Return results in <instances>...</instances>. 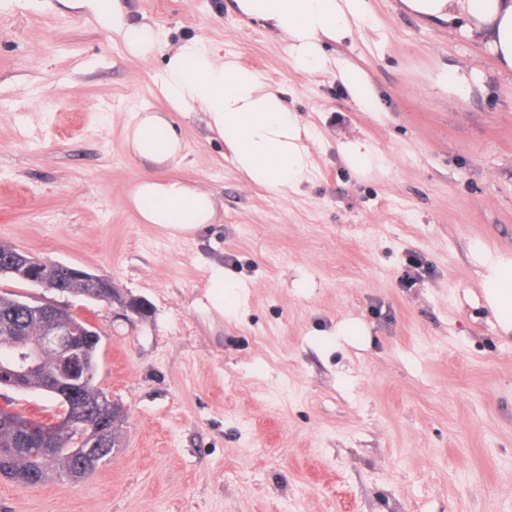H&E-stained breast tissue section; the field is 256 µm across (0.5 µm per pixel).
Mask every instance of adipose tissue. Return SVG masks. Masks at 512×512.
<instances>
[{"instance_id": "1", "label": "adipose tissue", "mask_w": 512, "mask_h": 512, "mask_svg": "<svg viewBox=\"0 0 512 512\" xmlns=\"http://www.w3.org/2000/svg\"><path fill=\"white\" fill-rule=\"evenodd\" d=\"M99 27L121 38L127 51L149 59L165 50L156 86L170 109L140 112L125 126L129 155L142 168L132 202L143 223L174 240H188L216 217L212 192L185 180L158 176L157 168L180 164L183 139L177 116L202 111L207 127L224 142L225 157L250 184L288 197L306 180L311 153L302 140L307 128L287 105L283 89L255 70L226 57L223 48L188 39L165 47L157 24L131 21L122 0H61ZM426 22L460 24L468 38L492 54L500 73L512 76V0H402ZM240 14L283 40L296 70L313 78L337 70L352 100L366 112L376 107L364 71L338 64L322 50L326 40L343 41L370 26L368 0H236ZM483 292L503 333H512V260H489ZM205 296L215 311L233 310L246 291L213 265Z\"/></svg>"}]
</instances>
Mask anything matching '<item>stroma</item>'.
<instances>
[{
    "mask_svg": "<svg viewBox=\"0 0 512 512\" xmlns=\"http://www.w3.org/2000/svg\"><path fill=\"white\" fill-rule=\"evenodd\" d=\"M124 4L280 85L310 174L285 199L245 184L195 113L171 173L211 191L217 219L188 242L163 235L131 202L125 143L134 113L168 109L163 53L132 56L59 0L0 12V245L149 306L0 276V293L97 326V381L128 412L96 474L0 479V512H512V334L480 288L481 256L512 258V77L460 29L369 0L374 28L325 45L366 72L365 112L335 72L298 73L235 0ZM453 65L477 74L470 94L441 80ZM343 137L384 168H349ZM214 263L248 287L236 313L204 306ZM348 321L358 335H339Z\"/></svg>",
    "mask_w": 512,
    "mask_h": 512,
    "instance_id": "35a3bbf8",
    "label": "stroma"
}]
</instances>
